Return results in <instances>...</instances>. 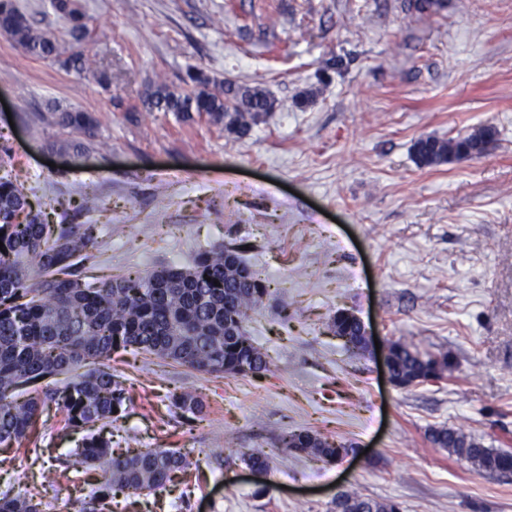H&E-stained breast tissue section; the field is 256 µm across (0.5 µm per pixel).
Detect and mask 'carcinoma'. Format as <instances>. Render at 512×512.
<instances>
[{"label": "carcinoma", "instance_id": "1", "mask_svg": "<svg viewBox=\"0 0 512 512\" xmlns=\"http://www.w3.org/2000/svg\"><path fill=\"white\" fill-rule=\"evenodd\" d=\"M51 5L68 24L67 38L37 29L13 0H0V34L28 56L109 84L106 73L95 69L81 51L88 23L79 0H51ZM189 79L190 90L154 85L145 103L186 119L206 115L239 138L276 107V100L260 88L226 82L213 92L211 79L200 70ZM59 124L89 132L94 121L84 110L66 108L59 113ZM492 133L490 128L470 133L456 146L422 137L414 143L413 154L421 166L463 159L465 153L481 149ZM50 207L45 201L32 202L22 187L0 177V444H22L36 432L43 412L56 406L64 428L85 432L68 463L101 471L89 510L112 512L120 504L118 497L163 490L191 462L168 448L116 452L105 429L122 418L125 389L109 368L88 365L131 347L199 372L260 376L268 362L244 323L266 286L243 259V241L201 254L188 267H161L146 275L130 272L91 285L79 268L82 254L94 244L95 225L53 226L45 222ZM328 329L347 337L352 350H368L352 313L337 311ZM387 356L399 388L440 379L452 370L448 356L425 357L400 341L389 345ZM172 401L193 416L206 408L202 399L188 393L174 394ZM429 439L478 473L512 472L511 452L487 448L460 431L435 428ZM279 448L326 461L342 451V446L307 431L283 434ZM333 505L335 512H398L393 503L353 490L340 492ZM0 512H43L42 500L5 491L0 493Z\"/></svg>", "mask_w": 512, "mask_h": 512}]
</instances>
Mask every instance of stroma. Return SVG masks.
Masks as SVG:
<instances>
[{
	"label": "stroma",
	"mask_w": 512,
	"mask_h": 512,
	"mask_svg": "<svg viewBox=\"0 0 512 512\" xmlns=\"http://www.w3.org/2000/svg\"><path fill=\"white\" fill-rule=\"evenodd\" d=\"M84 51L109 78L26 56L0 36V176L30 198L64 199L55 224H93L87 279L186 266L249 240L268 285L247 333L264 377L201 373L154 356H113L128 390L116 441L187 453L184 482L129 499L126 512H332L354 490L399 512H512V474L476 473L433 445L447 427L512 452V0H80ZM259 86L278 102L248 136L209 119L151 112L145 89ZM314 98L299 104L302 92ZM95 120L91 152L70 159L56 122ZM490 126L484 155L418 166L422 137ZM95 191L97 211L73 209ZM359 317L381 346L448 356L442 379L397 388L380 354L356 355L327 324ZM204 400L187 418L170 396ZM308 431L343 446L332 461L284 454ZM58 415L30 447L0 445V491L45 488L44 512L89 502L94 472ZM271 457L262 478L245 456ZM58 111L60 112L59 124L63 127L84 132H90L93 129L94 121L86 111L76 108H66Z\"/></svg>",
	"instance_id": "1"
}]
</instances>
